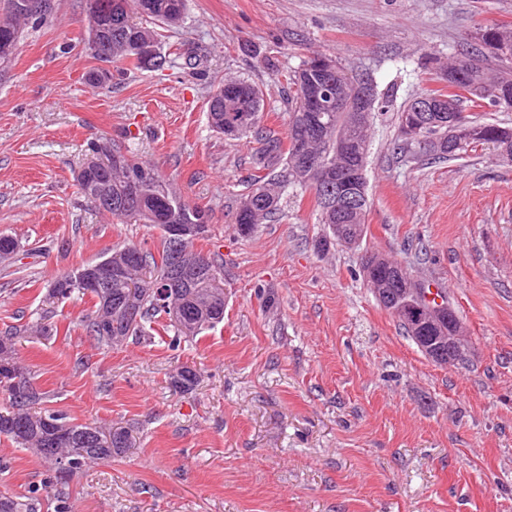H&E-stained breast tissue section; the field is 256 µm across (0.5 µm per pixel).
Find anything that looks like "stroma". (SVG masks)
<instances>
[{
  "mask_svg": "<svg viewBox=\"0 0 512 512\" xmlns=\"http://www.w3.org/2000/svg\"><path fill=\"white\" fill-rule=\"evenodd\" d=\"M86 0H55L0 67V331L50 311V337L18 355L51 408L117 424L133 445L69 484L71 512H512V162L483 145L428 163L397 154L396 113L440 87L448 58L484 26L512 27V0H189L165 30L177 67L128 69L89 85ZM336 57L378 100L360 247L320 254L314 194L288 185L273 221L240 235L235 213L257 173L252 137L211 130L224 79L259 84V126L286 138L283 72ZM116 140L210 214L198 250L224 267V320L180 349L164 339L97 347L90 298L48 305L50 281L113 246L158 251L160 232L109 219L79 193L90 139ZM391 255L446 292L470 338L439 366L403 335L360 273ZM199 380L180 393L181 366ZM0 493L28 495L39 457L0 438ZM38 512H54L39 496Z\"/></svg>",
  "mask_w": 512,
  "mask_h": 512,
  "instance_id": "35a3bbf8",
  "label": "stroma"
}]
</instances>
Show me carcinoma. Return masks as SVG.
<instances>
[{"instance_id": "carcinoma-1", "label": "carcinoma", "mask_w": 512, "mask_h": 512, "mask_svg": "<svg viewBox=\"0 0 512 512\" xmlns=\"http://www.w3.org/2000/svg\"><path fill=\"white\" fill-rule=\"evenodd\" d=\"M47 8L40 15H29L18 7L19 0H0V39L7 38L13 48L19 47L25 29L34 28L52 14L53 0H46ZM188 0H128V10L117 20L111 14V0H87L89 25L99 30H114L120 25V36H112L109 57L99 54L93 57L115 66L129 64L136 69L159 70L174 67L181 53L173 51L159 54L154 61H142L134 57L132 43L143 39H152L161 44L162 31L178 25L187 9ZM143 11L151 26H139L132 22L131 14ZM481 49L477 54L461 56L448 63V70L461 74L458 85L467 95L456 94V101H470L475 107H483L491 99L490 89L495 86L498 76L506 75L501 68L491 65L512 62V28L484 27L481 29ZM322 62L338 70L345 88L350 90L363 81L354 78L341 67L335 58L318 54L310 58L297 71L284 74L287 84L293 89L289 112V130L306 123V98L304 86L316 77L314 63ZM221 95L218 105L208 108V122L217 133L229 137H243L250 133H259L258 122L263 110V92L255 83L245 79L224 81L210 96ZM240 112L252 115L250 125L243 128H230L229 119ZM376 106L369 109L368 124L359 132H351L346 112L323 113L324 127L321 134L308 140L306 147L317 161L327 167H345L356 165L363 169L371 143V130L374 123ZM471 132L461 136L448 134L446 126L426 128L429 147L416 149L398 139L396 150L416 157L451 160L479 145H491L505 159H512V137L500 139L498 124L467 121ZM350 138L352 152L348 155L336 154V139ZM288 144L273 136L259 138V147L255 152L256 165L261 169L276 170L282 166L288 171V182L313 190L319 211V223L327 225L328 233L315 240V248L320 253L330 251L339 239L340 233L347 245H357L366 233L367 216L370 209L367 181L359 183L356 195L361 204L352 213L336 210V202L328 201L327 187L319 182L317 170L301 162V150L292 135H287ZM112 154L120 157V164L112 165L109 171L101 174L87 172L80 168L76 174L80 193L90 202L97 196H110L115 203L102 214L116 221L136 220L150 224L161 232H166L168 224H209L207 210L191 205L171 188L157 168L143 161L136 154L112 149ZM148 180L151 188L138 194L132 191V185ZM285 191V182L275 175L256 176L251 179L249 191L240 199L235 216L238 232L249 235L257 224L270 220L280 211V201ZM161 250L153 254L150 250L135 244L117 245L108 254L119 257L125 266L123 274L112 277L109 297L97 291L84 292L78 283L81 273L88 271L93 263L84 264L74 270L62 273L51 281L48 296L56 303H65L75 297L90 296L94 301L93 310L86 314L84 327L87 335L99 347L111 348L129 337L151 339L157 329L169 335L168 345L178 348L181 343L190 341L205 331L214 328L224 320V290L213 287L214 274L221 269L215 259L208 258V265L199 267L189 275L188 282L182 288L174 289L171 304L181 309V317L175 319L170 304L163 303L155 291V284L167 278L170 267L169 244L167 237H161ZM380 288H422L429 286L414 279L405 267L392 261L386 265L384 276L376 279ZM140 285L137 304L138 320L129 322L125 309L131 291L130 285ZM399 327L416 345L446 347L448 343L432 333L427 326L418 329L409 327L402 318H397ZM8 368L0 372V403L6 407L0 410V437L6 438L19 447L33 451L47 464L48 474L45 487L54 490V512H70L69 487L70 476L84 471L95 464L107 462L112 457L132 447V433L127 427L89 425L72 422L68 415L60 410H34V406L45 399L31 383L29 372L21 365L16 352V334L8 332L0 335V364ZM198 383L197 372L182 366L171 378L172 387L179 392H188ZM0 512H35L32 498L24 499L0 495Z\"/></svg>"}]
</instances>
